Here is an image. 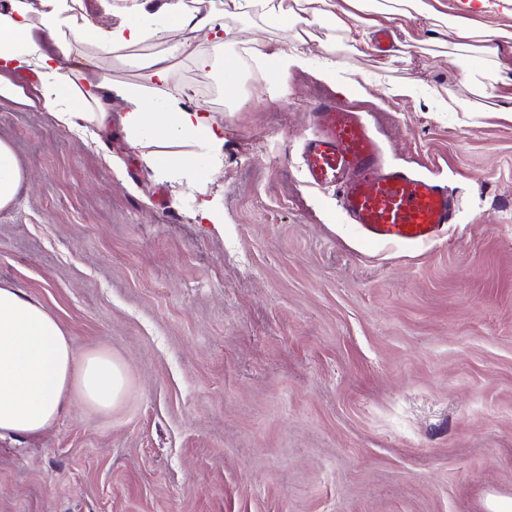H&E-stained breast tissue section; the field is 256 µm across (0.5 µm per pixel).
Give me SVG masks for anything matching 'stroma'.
Listing matches in <instances>:
<instances>
[{
    "instance_id": "1",
    "label": "stroma",
    "mask_w": 512,
    "mask_h": 512,
    "mask_svg": "<svg viewBox=\"0 0 512 512\" xmlns=\"http://www.w3.org/2000/svg\"><path fill=\"white\" fill-rule=\"evenodd\" d=\"M476 30L512 25V0H428ZM242 63L175 62L168 87L199 100L224 153L199 152L205 188L129 146L112 126L71 129L42 105L43 78L6 72L0 141L25 175L0 208V285L40 301L77 355L103 349L126 389L109 412L76 405L37 439H0V512H490L512 499V48L491 95L472 96L450 36L390 22L394 47L227 15ZM288 46L334 54L368 82L338 92L315 70L271 73ZM398 84L411 96H392ZM361 112L388 163L448 185L455 222L437 241L377 244L333 190L305 183L311 105ZM216 202L222 224L196 217Z\"/></svg>"
}]
</instances>
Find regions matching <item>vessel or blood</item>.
Segmentation results:
<instances>
[{
	"instance_id": "obj_1",
	"label": "vessel or blood",
	"mask_w": 512,
	"mask_h": 512,
	"mask_svg": "<svg viewBox=\"0 0 512 512\" xmlns=\"http://www.w3.org/2000/svg\"><path fill=\"white\" fill-rule=\"evenodd\" d=\"M313 131L302 145L308 185L334 190L361 235L379 243L426 245L453 223L447 186L384 163L377 136L352 108L332 98L311 109Z\"/></svg>"
}]
</instances>
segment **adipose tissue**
I'll return each instance as SVG.
<instances>
[{
    "instance_id": "1",
    "label": "adipose tissue",
    "mask_w": 512,
    "mask_h": 512,
    "mask_svg": "<svg viewBox=\"0 0 512 512\" xmlns=\"http://www.w3.org/2000/svg\"><path fill=\"white\" fill-rule=\"evenodd\" d=\"M122 0L116 13L120 21L107 34L90 36L87 23L71 15L66 0H41V14H34L29 0H12L9 9L0 10V69H30L46 76L44 105L56 110L69 102L67 111L58 112V120L67 126L75 120H88L100 128L112 123L111 77L105 72L85 76L86 92L74 95L62 68L77 44L94 39L101 53L125 51V60L143 70L148 81L167 84L173 61L181 55L194 57L199 68L211 67L210 56L196 53L199 39L216 44L236 40L237 32L224 23V12L241 14L271 12L282 26L304 28L311 19H320L344 31L355 44H363L365 16L371 12L405 20H428L431 31L448 30L455 38L457 52L473 51L475 41L494 42L511 39L504 28L475 31L464 15L449 17L436 12L427 0H350L352 10L346 17L331 11L329 0H295L294 9L270 8V0ZM179 34L175 45L152 54H131V47L146 42H166L168 35ZM128 105L125 124L133 144L158 145L151 161L168 170H184L197 184H205L209 174L203 171L192 146L217 155L224 139L208 113L182 106L178 94L164 99L150 96L144 86L129 84L118 90ZM126 376L121 364L110 354L95 351L76 356L70 336L57 319L38 300L21 289L0 285V437L34 438L55 423L74 402L108 412L125 392Z\"/></svg>"
}]
</instances>
